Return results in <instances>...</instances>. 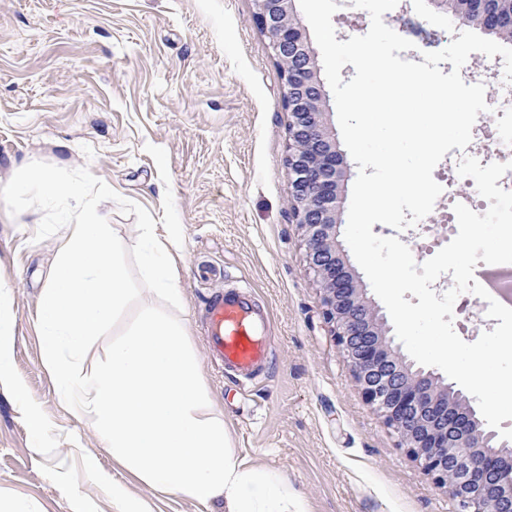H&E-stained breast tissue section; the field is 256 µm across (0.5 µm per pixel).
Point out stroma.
Returning a JSON list of instances; mask_svg holds the SVG:
<instances>
[{
	"mask_svg": "<svg viewBox=\"0 0 512 512\" xmlns=\"http://www.w3.org/2000/svg\"><path fill=\"white\" fill-rule=\"evenodd\" d=\"M384 23L421 62L458 39L451 16L411 0ZM253 0H0V187L39 160L89 168L161 223L172 193L184 242L175 254L178 319L206 381L204 418L220 416L243 468L278 475L304 512H457L369 405L323 317L285 167L289 114ZM166 150L162 181L146 145ZM39 209L0 201V512H116L111 485L145 512H227L152 489L102 448L45 364L37 310L67 230L37 242ZM416 263L448 243L445 210L402 231ZM247 288L271 316L274 360L249 387L218 373L205 344L209 296ZM37 412L40 429L29 423ZM96 458L98 477L86 469Z\"/></svg>",
	"mask_w": 512,
	"mask_h": 512,
	"instance_id": "35a3bbf8",
	"label": "stroma"
}]
</instances>
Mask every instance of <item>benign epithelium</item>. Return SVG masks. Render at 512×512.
<instances>
[{
    "label": "benign epithelium",
    "mask_w": 512,
    "mask_h": 512,
    "mask_svg": "<svg viewBox=\"0 0 512 512\" xmlns=\"http://www.w3.org/2000/svg\"><path fill=\"white\" fill-rule=\"evenodd\" d=\"M294 3L254 0V20L268 34L284 78L291 211L303 231L308 267L323 290L324 319L367 404L398 433L433 483L448 490L458 512H512V447L486 431L452 386L406 362L337 255L343 157L324 126L327 93ZM429 3L453 17L464 9L489 32L512 28V0Z\"/></svg>",
    "instance_id": "1"
}]
</instances>
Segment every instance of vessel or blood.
<instances>
[{"label":"vessel or blood","mask_w":512,"mask_h":512,"mask_svg":"<svg viewBox=\"0 0 512 512\" xmlns=\"http://www.w3.org/2000/svg\"><path fill=\"white\" fill-rule=\"evenodd\" d=\"M270 317L250 293L230 291L207 304V345L214 362L239 382L253 384L273 357Z\"/></svg>","instance_id":"1"}]
</instances>
